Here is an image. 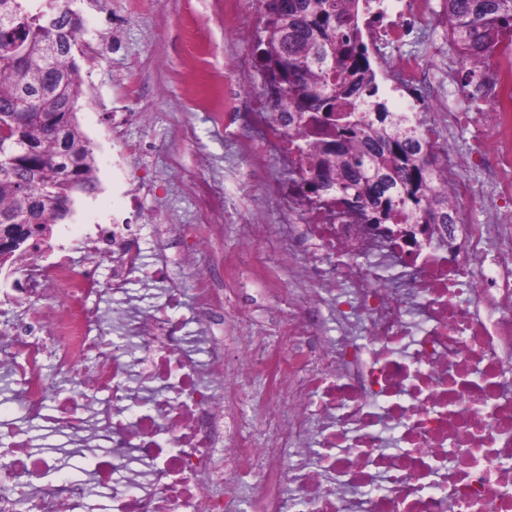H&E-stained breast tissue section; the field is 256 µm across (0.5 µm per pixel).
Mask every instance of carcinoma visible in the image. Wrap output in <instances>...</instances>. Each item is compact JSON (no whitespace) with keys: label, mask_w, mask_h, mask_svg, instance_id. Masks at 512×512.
Here are the masks:
<instances>
[{"label":"carcinoma","mask_w":512,"mask_h":512,"mask_svg":"<svg viewBox=\"0 0 512 512\" xmlns=\"http://www.w3.org/2000/svg\"><path fill=\"white\" fill-rule=\"evenodd\" d=\"M361 0H260L262 28L253 49L263 79L265 109L285 124L324 126L330 139L314 146L297 135L290 152L314 166L295 171L304 196L354 214L365 224H448V201L435 181L442 150L419 141L421 120L392 112L379 96L371 53L358 18ZM69 0H0V123L41 93L27 113L37 128V150L4 167L16 134L0 133V218L36 224L27 241L5 255L0 269L41 250L52 225L71 212L76 191L95 189L96 164L76 111L83 94L74 52L51 54L62 37L78 44L80 17ZM448 38L461 52L512 54V0H444ZM21 36L26 56L10 49ZM69 120L65 144L55 123Z\"/></svg>","instance_id":"obj_1"}]
</instances>
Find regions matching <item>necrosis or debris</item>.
<instances>
[{
	"mask_svg": "<svg viewBox=\"0 0 512 512\" xmlns=\"http://www.w3.org/2000/svg\"><path fill=\"white\" fill-rule=\"evenodd\" d=\"M432 15V0H375L360 29L378 50L418 39ZM434 55L441 74L401 57L388 78L395 110L423 116L425 139L445 151L438 187L450 223L335 219L278 175L261 205L231 222L223 189L201 181L197 223L154 224L146 238L98 224L81 242L93 261L75 265L66 244L55 260H27L11 291L22 312L0 330L20 414L0 419V512H231L232 483L252 487L253 512H512V61L442 46ZM461 67L477 74L463 87ZM456 87L482 111L430 112ZM252 95L214 83L195 105L232 154L259 165L268 148L286 151L288 130L259 108L255 133L241 132L231 104ZM468 126L477 144L465 153L457 135ZM470 169L485 176L482 224L463 215ZM228 234L237 265L276 238L272 284L288 293L277 335L226 308L210 280L184 303L181 273ZM101 256L112 261L103 284ZM136 280L151 302L131 294ZM105 298L136 355L113 345ZM221 315L243 337L230 353L212 334ZM326 320L336 337L322 334ZM44 335L69 383L54 393ZM25 420L65 433L70 464L96 453L85 482L49 479L56 461L33 451Z\"/></svg>",
	"mask_w": 512,
	"mask_h": 512,
	"instance_id": "1",
	"label": "necrosis or debris"
}]
</instances>
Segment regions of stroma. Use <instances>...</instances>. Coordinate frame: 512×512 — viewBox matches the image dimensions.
<instances>
[{"instance_id":"obj_1","label":"stroma","mask_w":512,"mask_h":512,"mask_svg":"<svg viewBox=\"0 0 512 512\" xmlns=\"http://www.w3.org/2000/svg\"><path fill=\"white\" fill-rule=\"evenodd\" d=\"M74 7L83 19L80 44L98 47L95 58L77 59L83 81L77 120L93 150L98 188L75 193L71 215L52 227L51 246L64 238L82 239L95 224H142L154 212L179 224L194 223L192 186L217 174L225 192L253 209L267 192L265 175L242 187L225 174L224 136L189 96L195 79L228 77L262 88L252 41L224 25V0H75ZM187 20L205 44L204 54L190 51ZM118 112L127 115V137L147 144L137 164L147 169L150 181L138 187L137 211L112 187V124ZM272 257L270 244L260 243L252 263L222 282L236 303L271 328L286 303L285 295L269 293L261 276Z\"/></svg>"}]
</instances>
